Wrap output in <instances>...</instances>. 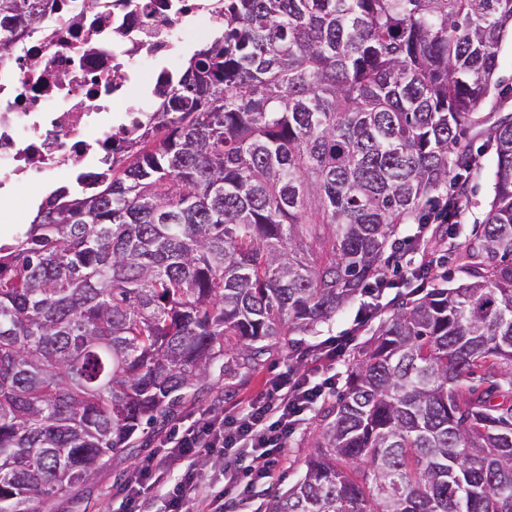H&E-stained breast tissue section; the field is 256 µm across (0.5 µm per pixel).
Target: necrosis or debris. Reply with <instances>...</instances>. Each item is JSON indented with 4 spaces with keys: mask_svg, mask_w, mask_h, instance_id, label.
Returning a JSON list of instances; mask_svg holds the SVG:
<instances>
[{
    "mask_svg": "<svg viewBox=\"0 0 512 512\" xmlns=\"http://www.w3.org/2000/svg\"><path fill=\"white\" fill-rule=\"evenodd\" d=\"M41 25L17 20L0 58V236L14 234L30 187L112 166V137L140 117L141 92L168 98L191 46L212 40L223 0H43Z\"/></svg>",
    "mask_w": 512,
    "mask_h": 512,
    "instance_id": "necrosis-or-debris-1",
    "label": "necrosis or debris"
}]
</instances>
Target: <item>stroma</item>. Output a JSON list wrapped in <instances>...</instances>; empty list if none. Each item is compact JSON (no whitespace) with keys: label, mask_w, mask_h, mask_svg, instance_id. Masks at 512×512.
Listing matches in <instances>:
<instances>
[{"label":"stroma","mask_w":512,"mask_h":512,"mask_svg":"<svg viewBox=\"0 0 512 512\" xmlns=\"http://www.w3.org/2000/svg\"><path fill=\"white\" fill-rule=\"evenodd\" d=\"M497 83L489 97L479 106L464 142L471 150L482 151L483 164L480 169L471 171L467 178L466 190L471 208L461 220L451 243L464 245L471 236L476 224L481 223L492 193V171L494 155L489 141L491 128L502 118L512 116V39L503 42L498 67L494 76ZM367 301L359 296L350 301L330 322L319 327L311 336L298 335L294 341L298 349L316 346L330 336H342L356 331L357 336L344 362L336 367L337 383H344L350 363H353L361 348L366 346L374 334L379 321L370 319L360 322L359 317ZM295 360L287 353L271 350L264 355L258 365L242 370L234 379H227L222 362H215L209 371L204 386L188 390L183 403L163 425L146 429L137 434L131 450L115 455L103 465L78 493L57 499L54 512H124L121 489L141 461L152 458L157 453L160 438L182 421L199 417L207 408L230 405L240 399L257 395L266 379L288 370ZM318 430L314 418H307L290 438L283 463L275 481L253 488L247 505L249 512H265L269 495L284 492L294 485L305 472V460L312 450Z\"/></svg>","instance_id":"1"}]
</instances>
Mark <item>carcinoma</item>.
Returning a JSON list of instances; mask_svg holds the SVG:
<instances>
[{
  "label": "carcinoma",
  "mask_w": 512,
  "mask_h": 512,
  "mask_svg": "<svg viewBox=\"0 0 512 512\" xmlns=\"http://www.w3.org/2000/svg\"><path fill=\"white\" fill-rule=\"evenodd\" d=\"M31 0H0V56ZM512 0H224L112 168L0 244V512H42L385 279L490 93ZM467 280L392 302L266 512H512V117Z\"/></svg>",
  "instance_id": "carcinoma-1"
}]
</instances>
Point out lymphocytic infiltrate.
<instances>
[{"label":"lymphocytic infiltrate","instance_id":"lymphocytic-infiltrate-1","mask_svg":"<svg viewBox=\"0 0 512 512\" xmlns=\"http://www.w3.org/2000/svg\"><path fill=\"white\" fill-rule=\"evenodd\" d=\"M344 352L340 338H327L301 370L266 380L257 396L177 426L161 439L163 454L139 467L125 484V512H142L154 492L167 498L168 512H227L231 504H246L252 484L274 477L289 437L324 401ZM204 450L226 458L223 495L212 494L197 468Z\"/></svg>","mask_w":512,"mask_h":512}]
</instances>
